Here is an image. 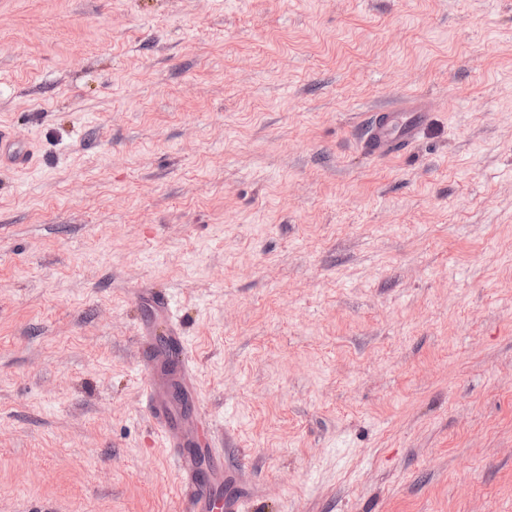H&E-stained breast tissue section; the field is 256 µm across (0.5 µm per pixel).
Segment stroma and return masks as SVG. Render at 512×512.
Here are the masks:
<instances>
[{
    "label": "stroma",
    "instance_id": "obj_1",
    "mask_svg": "<svg viewBox=\"0 0 512 512\" xmlns=\"http://www.w3.org/2000/svg\"><path fill=\"white\" fill-rule=\"evenodd\" d=\"M424 134L375 159V112ZM0 512H512V0H0ZM427 109L414 102L377 112L363 132V146L372 156H391L405 150L428 124ZM149 298L161 308L165 326L145 325L140 334L143 353L149 365V376L143 385L142 399L144 408L166 436L165 447L182 476L185 491L182 498V512H240L242 502L239 499L216 497L212 481L217 470L224 463V451L209 445L210 470L204 474L197 467V456L189 446L199 443L198 439L174 438L172 429L174 418L167 405L168 389L179 382H187L192 377L189 360L184 355V339L174 323L173 306L166 295L150 292ZM167 337L165 343L157 339L159 329ZM200 445V443H199Z\"/></svg>",
    "mask_w": 512,
    "mask_h": 512
}]
</instances>
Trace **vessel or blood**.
<instances>
[{"label": "vessel or blood", "instance_id": "1", "mask_svg": "<svg viewBox=\"0 0 512 512\" xmlns=\"http://www.w3.org/2000/svg\"><path fill=\"white\" fill-rule=\"evenodd\" d=\"M426 108L414 102L394 110L376 113L363 132V146L372 156H391L405 150L423 132L428 123ZM161 308L165 326H144L141 333L143 353L148 361L149 376L143 385L144 408L166 436L165 446L182 476L185 491L181 512H241L237 499L218 497L212 488L213 473L224 462L223 449L209 446L210 473H203L196 455L185 437H172L174 418L169 412V388L189 381L191 365L184 354V339L174 323L173 306L167 296L151 293Z\"/></svg>", "mask_w": 512, "mask_h": 512}]
</instances>
